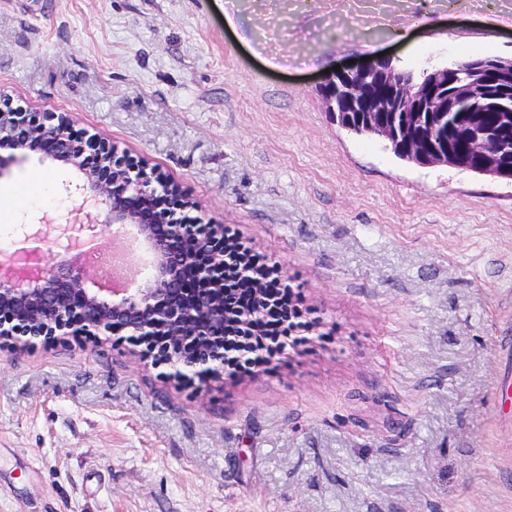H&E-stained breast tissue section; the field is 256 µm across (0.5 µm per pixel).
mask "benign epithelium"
Returning <instances> with one entry per match:
<instances>
[{
	"label": "benign epithelium",
	"mask_w": 512,
	"mask_h": 512,
	"mask_svg": "<svg viewBox=\"0 0 512 512\" xmlns=\"http://www.w3.org/2000/svg\"><path fill=\"white\" fill-rule=\"evenodd\" d=\"M456 59L417 74L381 58L335 70L319 89L336 121L347 113H365L367 129L418 165L465 167L450 150L433 141L434 128L446 127L470 154L491 163L512 152V61L485 60L460 77ZM500 113L503 127L483 122V113ZM65 113L41 117L0 107V144L25 159L66 167L75 177L62 190L80 200L72 217L43 215L19 225L23 247L0 262V338L24 345L46 336H98L125 333L147 344L167 361L172 377L192 374L213 380L224 371V225L184 224L159 208L165 195L190 208L179 187L156 178L149 163L124 162L119 146L91 135L75 140ZM106 224L131 227L148 261L131 288L114 289L89 279L85 256ZM54 238L66 258L38 265L31 272L19 262L36 249L24 244Z\"/></svg>",
	"instance_id": "obj_1"
}]
</instances>
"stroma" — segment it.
<instances>
[{
  "label": "stroma",
  "mask_w": 512,
  "mask_h": 512,
  "mask_svg": "<svg viewBox=\"0 0 512 512\" xmlns=\"http://www.w3.org/2000/svg\"><path fill=\"white\" fill-rule=\"evenodd\" d=\"M381 52L512 58V0H0V92L148 160L311 325L207 383L1 339L0 512H512V184L336 124L325 70ZM0 160L10 250L72 174Z\"/></svg>",
  "instance_id": "1"
}]
</instances>
